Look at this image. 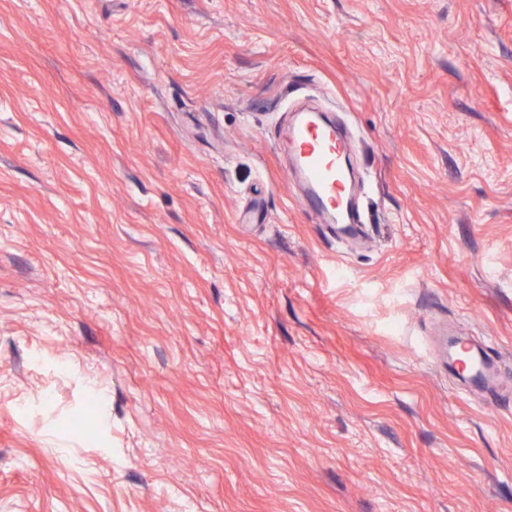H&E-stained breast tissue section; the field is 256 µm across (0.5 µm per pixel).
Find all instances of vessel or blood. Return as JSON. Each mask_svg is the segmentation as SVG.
I'll use <instances>...</instances> for the list:
<instances>
[{
    "mask_svg": "<svg viewBox=\"0 0 512 512\" xmlns=\"http://www.w3.org/2000/svg\"><path fill=\"white\" fill-rule=\"evenodd\" d=\"M287 147L292 164L288 177L301 186V199L307 212L319 222L331 223L335 213H342L347 233L358 234L351 204L354 174L346 166L353 151L349 138L323 113H298L287 132ZM456 339L448 341V357L461 364L470 392L479 394L491 405L506 398L500 363L485 347L467 343L466 353H459Z\"/></svg>",
    "mask_w": 512,
    "mask_h": 512,
    "instance_id": "1",
    "label": "vessel or blood"
}]
</instances>
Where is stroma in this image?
Here are the masks:
<instances>
[{"mask_svg": "<svg viewBox=\"0 0 512 512\" xmlns=\"http://www.w3.org/2000/svg\"><path fill=\"white\" fill-rule=\"evenodd\" d=\"M442 326L512 371V0H0V512H512ZM286 139L292 160L286 174L301 186L307 212L321 223L334 224L332 216L341 211L346 232L358 234L361 224L353 217L351 204L354 172L346 166L352 141L322 112L313 110L297 113Z\"/></svg>", "mask_w": 512, "mask_h": 512, "instance_id": "1", "label": "stroma"}]
</instances>
